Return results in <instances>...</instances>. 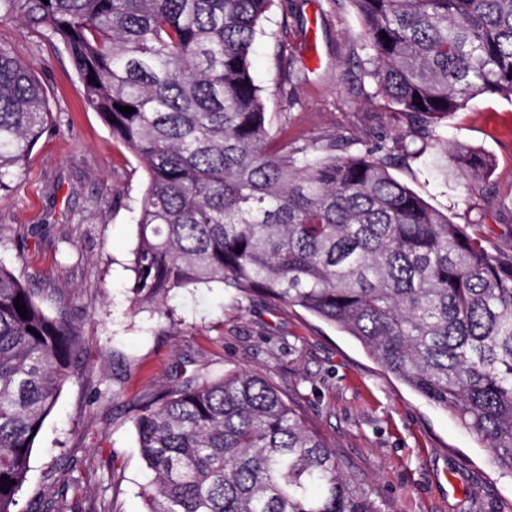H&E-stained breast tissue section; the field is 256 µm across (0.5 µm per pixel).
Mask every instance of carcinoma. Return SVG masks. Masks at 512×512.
<instances>
[{"label":"carcinoma","instance_id":"carcinoma-1","mask_svg":"<svg viewBox=\"0 0 512 512\" xmlns=\"http://www.w3.org/2000/svg\"><path fill=\"white\" fill-rule=\"evenodd\" d=\"M274 0H0V20L72 61L89 108L146 174L129 291L154 307L186 288L298 306L355 338L450 412L512 476V257L432 208L381 149L336 155L272 140L253 46ZM372 51L358 66L430 145L437 120L512 98V0H350ZM387 35L389 40L382 39ZM131 106L123 114L117 106ZM43 86L0 41V190L51 120ZM467 174L490 163L458 147ZM25 305L23 319L14 306ZM82 344L0 265V512L20 493ZM148 512H383L372 486L262 375H191L133 418ZM36 512H71L67 468Z\"/></svg>","mask_w":512,"mask_h":512}]
</instances>
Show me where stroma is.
Returning <instances> with one entry per match:
<instances>
[{"mask_svg": "<svg viewBox=\"0 0 512 512\" xmlns=\"http://www.w3.org/2000/svg\"><path fill=\"white\" fill-rule=\"evenodd\" d=\"M0 41L35 70L53 112L13 190L0 192V264L29 287L59 290L83 347L84 373L64 386L41 430L23 501L52 497L50 471L68 459L80 512L92 502L147 512L136 405L184 372L242 367L294 403L390 512H512V476L489 463L481 442L307 311L235 300L218 284L171 294L159 309L134 305L128 265L143 169L85 104L65 54L11 20H0ZM369 54L350 0H276L253 57L273 132L335 137L340 156L382 142L410 150L395 178L454 223L473 225L489 252L512 256V99L484 94L442 121L447 149L466 146L492 164L485 177L465 176L446 150H419L372 82H356ZM291 58L294 81L284 69ZM58 302L43 307L51 313Z\"/></svg>", "mask_w": 512, "mask_h": 512, "instance_id": "1", "label": "stroma"}]
</instances>
